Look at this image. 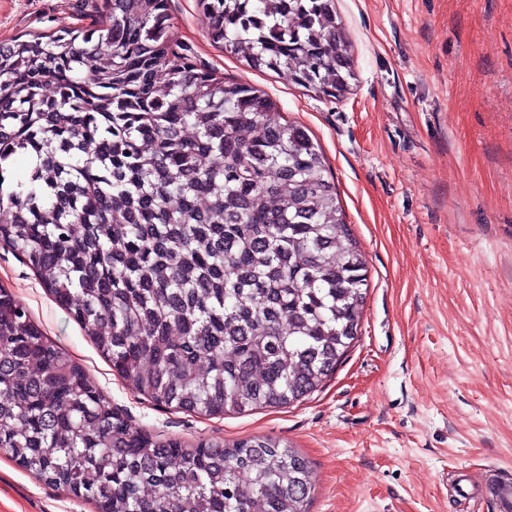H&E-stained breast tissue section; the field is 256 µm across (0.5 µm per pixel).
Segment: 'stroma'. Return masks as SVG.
<instances>
[{"mask_svg": "<svg viewBox=\"0 0 512 512\" xmlns=\"http://www.w3.org/2000/svg\"><path fill=\"white\" fill-rule=\"evenodd\" d=\"M87 0H0V42L90 26ZM354 78L329 101L216 47L169 0L198 64L265 92L322 149L368 266L359 336L303 402L203 416L129 388L25 261L0 285L138 431L189 444L268 436L309 462L308 512H498L512 484V0H335ZM0 512H96L0 450Z\"/></svg>", "mask_w": 512, "mask_h": 512, "instance_id": "obj_1", "label": "stroma"}]
</instances>
